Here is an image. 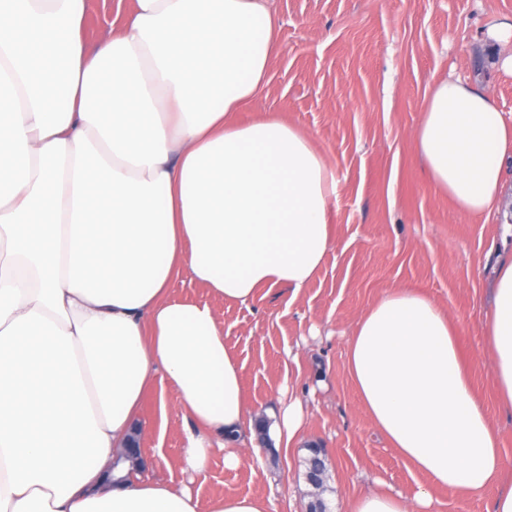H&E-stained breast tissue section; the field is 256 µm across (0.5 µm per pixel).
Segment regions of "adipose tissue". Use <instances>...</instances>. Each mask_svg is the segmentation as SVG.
Listing matches in <instances>:
<instances>
[{
  "mask_svg": "<svg viewBox=\"0 0 512 512\" xmlns=\"http://www.w3.org/2000/svg\"><path fill=\"white\" fill-rule=\"evenodd\" d=\"M89 0H0V512H198L189 489L134 472L105 487L148 393H173L180 466L252 440L241 368L189 277L246 305L300 290L331 245L336 168L275 115H235L279 50L273 0H130L87 43ZM426 176L470 217L502 203L512 117L446 76L413 132ZM512 416V254L496 261L485 324ZM456 320L393 287L357 321L346 372L413 497L364 493L348 512H413L432 488L512 512L501 436L471 385Z\"/></svg>",
  "mask_w": 512,
  "mask_h": 512,
  "instance_id": "obj_1",
  "label": "adipose tissue"
}]
</instances>
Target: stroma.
<instances>
[{"mask_svg":"<svg viewBox=\"0 0 512 512\" xmlns=\"http://www.w3.org/2000/svg\"><path fill=\"white\" fill-rule=\"evenodd\" d=\"M279 51L241 120L273 112L299 125L336 167L331 247L300 291L261 289L246 305L213 297L181 278L174 298L205 302L224 324L253 416L275 424L288 404L303 414L300 442L243 454L236 467L215 451L206 477L177 464L182 422L160 427L156 395L139 417L141 466L189 487L208 512L225 494L270 500L273 512H308L305 461L318 445L329 480L328 512L384 484L413 494L408 472L375 430L346 374V350L360 314L392 287L416 288L458 321L474 388L502 431L504 482L512 481V419L501 416L486 352L492 267L486 253L512 215V167L505 214L489 223L458 212L429 185L411 135L433 83L446 73L486 87L512 115V47L492 41L495 19L512 18V0H273Z\"/></svg>","mask_w":512,"mask_h":512,"instance_id":"obj_1","label":"stroma"}]
</instances>
